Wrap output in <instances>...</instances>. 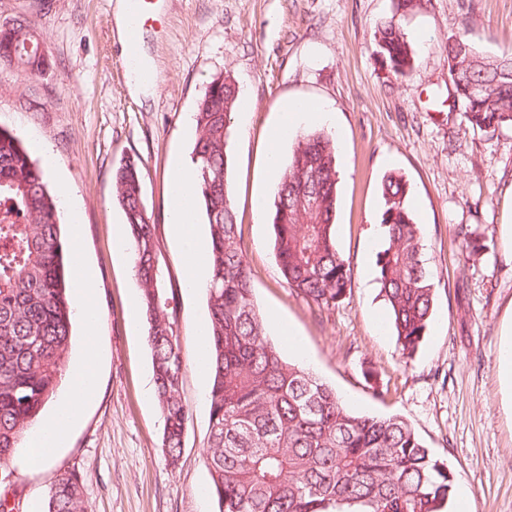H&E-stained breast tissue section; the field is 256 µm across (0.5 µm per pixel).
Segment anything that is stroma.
I'll use <instances>...</instances> for the list:
<instances>
[{
    "mask_svg": "<svg viewBox=\"0 0 512 512\" xmlns=\"http://www.w3.org/2000/svg\"><path fill=\"white\" fill-rule=\"evenodd\" d=\"M115 0H0V24L22 22L43 41L45 67L16 79L0 64V126L13 129L40 164L53 167L79 203L83 255L95 273L100 313L98 391L49 465L14 453L7 472L17 512L43 502L57 475L74 470L84 512H214L205 490L207 381L197 370V323L206 291L185 283L170 234L168 180L189 160L192 114L214 76H230L251 110L233 112L229 190L241 228L254 304L286 361L295 356L278 325L293 326L305 361L358 411L405 418L444 459L468 512H512V394L498 375L504 323L512 318V129L465 128L443 47L465 34L485 55L512 50V0H420L396 14L395 0H157L166 23L146 28L143 49L157 67L149 96L129 92L115 32ZM415 51L398 78L373 57L375 26L391 16ZM324 105L336 138L339 180L336 247L352 285L336 307L309 306L283 278L267 211L253 207L266 177L267 139L283 100ZM134 160L156 226L160 285L177 321L183 399L190 423L178 464L161 450L162 421L147 323H131L139 292L133 254H116L124 215L113 201L112 169ZM408 183V204L423 226L435 298L431 323L412 359H403L376 279L385 175ZM481 243L461 253V234Z\"/></svg>",
    "mask_w": 512,
    "mask_h": 512,
    "instance_id": "stroma-1",
    "label": "stroma"
}]
</instances>
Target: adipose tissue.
I'll list each match as a JSON object with an SVG mask.
<instances>
[{
    "mask_svg": "<svg viewBox=\"0 0 512 512\" xmlns=\"http://www.w3.org/2000/svg\"><path fill=\"white\" fill-rule=\"evenodd\" d=\"M322 114L320 106L309 101L283 105L281 119L272 130L268 145L266 169L269 176H278L280 172V143L288 139L299 123L320 120ZM196 178L195 167L187 163L174 166L169 179L170 232L181 251L186 284L191 288L200 286L208 268L207 252L198 230L197 206L191 200ZM70 248L73 254L74 295L82 309L87 344L81 362L66 374L68 400L45 418L40 439L28 440L23 450L27 462L34 466L51 463L61 441L79 420L85 404L93 397L97 387L98 350L93 339L98 329L99 311L92 301L93 275L84 260L79 234H72Z\"/></svg>",
    "mask_w": 512,
    "mask_h": 512,
    "instance_id": "1",
    "label": "adipose tissue"
}]
</instances>
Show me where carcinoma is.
<instances>
[{"instance_id":"1","label":"carcinoma","mask_w":512,"mask_h":512,"mask_svg":"<svg viewBox=\"0 0 512 512\" xmlns=\"http://www.w3.org/2000/svg\"><path fill=\"white\" fill-rule=\"evenodd\" d=\"M29 33L21 24L0 28V63L13 65L20 80L41 73L36 50L26 45ZM445 52L465 126L484 132L512 128V52L482 56L463 34L448 39ZM373 54L397 77L413 70L412 46L393 16L374 30ZM237 106L234 82L220 74L206 84L194 115L191 155L197 204L210 236L206 462L217 512H445L452 495L448 466L406 419L355 411L312 371L286 362L269 342L252 299L242 232L229 197L227 143ZM338 177L332 135L323 129L301 132L270 212L281 273L320 310L344 300L352 281L350 264L336 248ZM112 180L148 325L161 449L174 465L190 419L176 320L159 288L155 225L144 204L140 171L123 162ZM381 193L384 247L377 280L402 356L410 359L432 316L434 282L403 176L386 175ZM300 194L310 196L309 209L293 207ZM71 288L57 198L20 137L1 126V470L59 391L75 316ZM82 497L81 477L64 472L42 512H83Z\"/></svg>"}]
</instances>
